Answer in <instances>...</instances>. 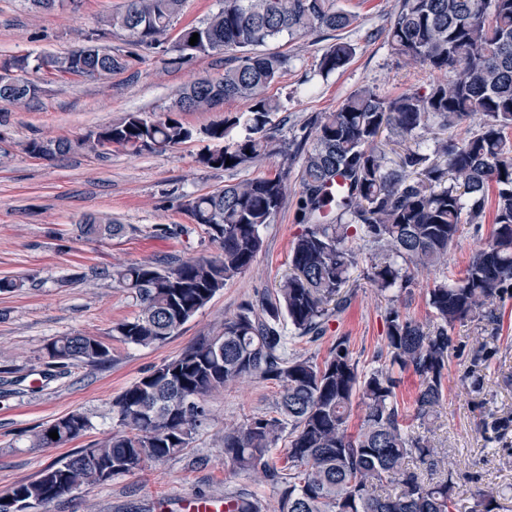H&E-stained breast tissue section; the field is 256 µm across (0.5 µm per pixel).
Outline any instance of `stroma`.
Returning a JSON list of instances; mask_svg holds the SVG:
<instances>
[{"label": "stroma", "instance_id": "1", "mask_svg": "<svg viewBox=\"0 0 512 512\" xmlns=\"http://www.w3.org/2000/svg\"><path fill=\"white\" fill-rule=\"evenodd\" d=\"M337 4L356 17L339 36L317 32L269 45L291 59L288 71L270 89L281 103L272 124L282 139L292 140L310 118L335 110L357 88L370 86L379 94L395 95L424 89L433 79L429 69L409 64L388 43L386 29L397 0ZM123 6L124 0H65L53 11L37 13L28 0H0V60L76 49L83 44V34L101 28ZM338 37L354 44L356 54L345 68L321 75V55ZM223 71L220 54L171 67L161 50H141L126 70L93 80L39 75L37 98L9 112L6 123L0 124V278L20 284L14 292L0 294V494L107 437L115 428L112 402L127 387L198 338L212 335L225 316L272 292L287 274L292 242L302 231L295 220L300 190L295 165L288 172L283 207L263 229V248L249 270L228 282L165 344L128 345L114 332L115 325L132 319L138 308L123 288L100 278V271L144 260L166 265L216 254V246L183 209L185 198L279 165L276 157L237 170L199 164L200 154L218 147L203 135V128L242 110L241 101H225L210 112L181 113V121L195 135L162 153L133 155L116 147L104 158L75 150L45 160L23 149L36 138L77 139L129 112L161 115L188 82ZM90 214L124 225V233L104 239L79 237L76 226ZM490 231L487 223L460 226L445 277L458 276ZM352 246L358 264L344 290L346 310L328 323L319 340L290 334L288 350L321 360L341 337L360 370L368 371L381 363L388 306L428 322L426 291L434 278L415 276L395 303H388L368 278L373 248L359 239ZM497 316L493 324L474 320L451 330L441 414L430 431L432 441L447 449L455 465L460 512H468L477 488L488 486L504 490L500 512H512V432L498 440L491 431L496 419L512 414V298L500 303ZM74 333L104 341L112 349L111 360L54 367L46 345ZM482 346L489 354L484 361L475 357ZM277 393L274 383L253 379L210 394L209 415L184 454L103 484L82 485L44 512H160L163 501L220 500L225 492L239 490L253 494L263 512H276L278 488L238 475L224 461L221 438L225 425L272 410ZM76 410L92 423L86 435L56 448L32 447L34 428Z\"/></svg>", "mask_w": 512, "mask_h": 512}]
</instances>
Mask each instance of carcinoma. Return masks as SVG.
Wrapping results in <instances>:
<instances>
[{
  "label": "carcinoma",
  "instance_id": "cac0c4a2",
  "mask_svg": "<svg viewBox=\"0 0 512 512\" xmlns=\"http://www.w3.org/2000/svg\"><path fill=\"white\" fill-rule=\"evenodd\" d=\"M184 5L185 0H126L106 27L86 35L88 52L81 59L73 50L0 62V119L5 106L24 107L37 97L32 73L92 78L127 69L126 55L102 44L109 30L123 31L135 48L155 49L167 43ZM355 20L336 0H221L204 23L181 31L167 49V64L222 53V75L185 86L162 117L129 112L74 141L26 143L28 153L43 158L76 149L105 154L109 145L134 155L163 152L194 135L180 113L211 111L237 99L244 110L210 124L203 134L222 141L241 126L244 137L200 154L199 164L231 170L281 158L273 172L184 201L217 254L166 267L128 263L101 273L126 289L138 307L132 319L113 327L126 344L164 343L252 266L263 244L260 231L280 212L288 166L299 155L296 219L306 228L293 242L290 271L274 292L256 305H242L216 334L154 367L118 396L112 403L117 429L108 438L0 496L23 503V512H39L83 484L161 464L190 447L208 415L209 393L263 379L279 388L274 410L224 426L223 453L237 472L280 486L278 512H459L454 471L428 432L442 407L449 331L468 319L494 320L499 303L512 297V0H398L386 30L392 50L440 78L422 92L389 96L361 87L336 110L315 116L300 138L278 139L271 116L281 104L266 89L288 69V56L254 48L284 35L292 40L342 31ZM354 54L353 44L336 39L322 54L320 74L347 66ZM465 123L466 138L448 135ZM420 131L432 134V145ZM228 159L233 164L225 165ZM490 202L487 241L459 278L428 289L429 323L388 310L381 366L360 371L341 337L321 363L287 354L285 325L318 337L346 309L340 290L357 265L353 239L376 247L369 279L378 293L403 289L415 270L447 265L460 225L486 223ZM123 230L122 224L93 216L79 225L87 238ZM46 353L60 368L111 358L107 344L80 333L54 339ZM406 371L420 380L409 417L396 400ZM355 401L362 416L352 433ZM91 428L83 413L73 411L41 426L33 445L57 447ZM54 430L56 440L49 437ZM285 435L286 461L279 467L270 453ZM501 497L495 488L481 489L471 512H498ZM224 512H262V506L247 494L231 493L224 495Z\"/></svg>",
  "mask_w": 512,
  "mask_h": 512
}]
</instances>
